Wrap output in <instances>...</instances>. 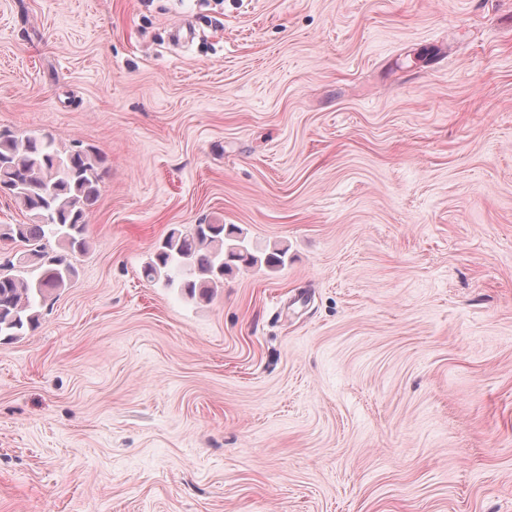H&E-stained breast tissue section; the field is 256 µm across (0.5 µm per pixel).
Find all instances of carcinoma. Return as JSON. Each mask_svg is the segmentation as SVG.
Masks as SVG:
<instances>
[{"mask_svg":"<svg viewBox=\"0 0 512 512\" xmlns=\"http://www.w3.org/2000/svg\"><path fill=\"white\" fill-rule=\"evenodd\" d=\"M105 173L104 157L91 146L0 129V194L27 215L22 224H0V241L24 246L16 260L0 263V342L35 330L47 299L76 276L67 255L90 247L88 218ZM287 254L274 248L255 255L233 224H196L189 233L170 230L143 276L206 298L238 265L275 268Z\"/></svg>","mask_w":512,"mask_h":512,"instance_id":"cac0c4a2","label":"carcinoma"}]
</instances>
